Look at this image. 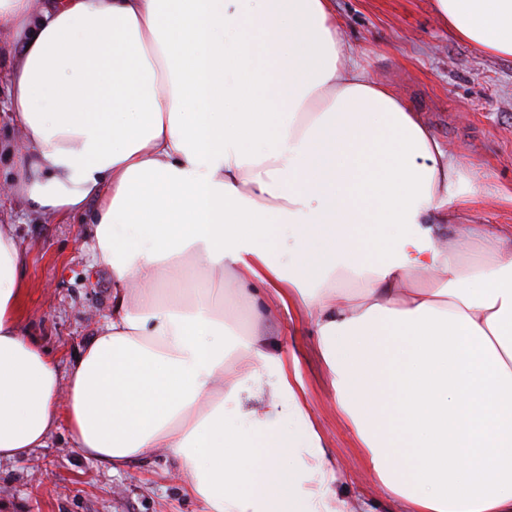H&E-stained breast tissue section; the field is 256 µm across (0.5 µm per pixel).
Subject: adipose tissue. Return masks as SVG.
<instances>
[{"label": "adipose tissue", "mask_w": 512, "mask_h": 512, "mask_svg": "<svg viewBox=\"0 0 512 512\" xmlns=\"http://www.w3.org/2000/svg\"><path fill=\"white\" fill-rule=\"evenodd\" d=\"M234 2L0 0L30 142L10 187L56 215L95 201L92 258L112 275L111 316L60 367L22 327L25 257L0 224V462L64 427L116 471L176 458L205 512H365L333 500L275 341L225 320L231 287L311 323L396 512H512V226L454 224L455 156L351 61L332 0ZM434 7L455 38L512 56V0ZM191 256L209 269L192 299ZM262 372L274 394L228 423L225 398Z\"/></svg>", "instance_id": "adipose-tissue-1"}]
</instances>
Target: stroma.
Masks as SVG:
<instances>
[{
    "instance_id": "35a3bbf8",
    "label": "stroma",
    "mask_w": 512,
    "mask_h": 512,
    "mask_svg": "<svg viewBox=\"0 0 512 512\" xmlns=\"http://www.w3.org/2000/svg\"><path fill=\"white\" fill-rule=\"evenodd\" d=\"M333 8L353 61L423 114L458 158L462 183L480 169L482 192L460 208L458 223L512 225V57L449 36L432 0H333ZM9 66V58L0 59V185L10 181L15 153L27 144L7 110ZM91 215L87 209L61 219L0 195V224L14 225L28 255L23 325L63 362L112 310V278L92 266L82 246ZM224 315L272 334L281 354L296 359L308 411L339 471L337 497H360L370 512H388L391 501L356 461L357 440L336 408L310 323L283 312L254 320L249 302L229 292ZM183 485L179 466L164 454L115 473L81 455L62 429L27 459L0 464V512H204Z\"/></svg>"
}]
</instances>
